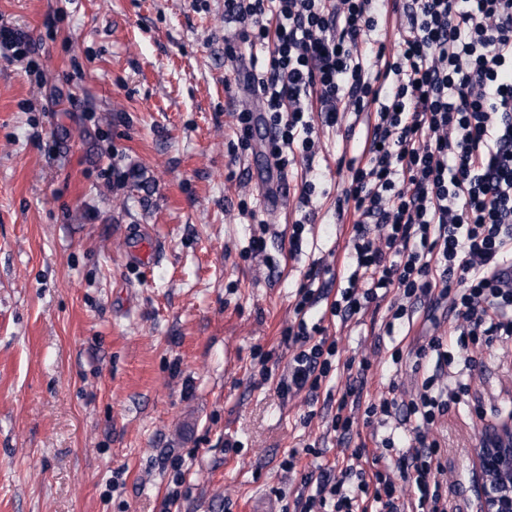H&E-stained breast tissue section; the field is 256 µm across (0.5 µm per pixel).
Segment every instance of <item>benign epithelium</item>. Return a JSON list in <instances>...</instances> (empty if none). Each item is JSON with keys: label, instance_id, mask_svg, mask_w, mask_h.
Wrapping results in <instances>:
<instances>
[{"label": "benign epithelium", "instance_id": "benign-epithelium-1", "mask_svg": "<svg viewBox=\"0 0 512 512\" xmlns=\"http://www.w3.org/2000/svg\"><path fill=\"white\" fill-rule=\"evenodd\" d=\"M476 457L482 474L481 512H512V422L489 428Z\"/></svg>", "mask_w": 512, "mask_h": 512}]
</instances>
